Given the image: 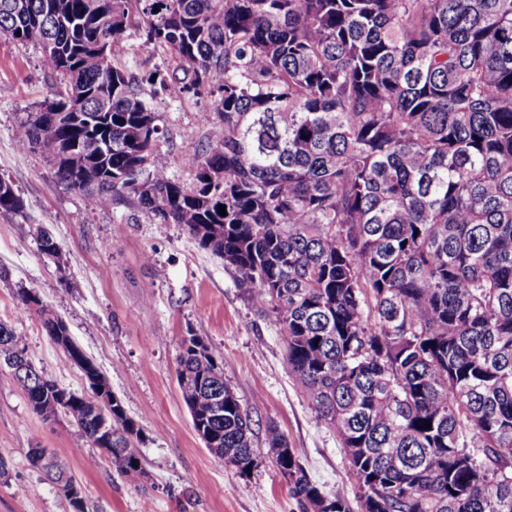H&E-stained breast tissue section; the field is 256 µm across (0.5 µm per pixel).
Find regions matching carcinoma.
I'll return each instance as SVG.
<instances>
[{"instance_id": "obj_1", "label": "carcinoma", "mask_w": 512, "mask_h": 512, "mask_svg": "<svg viewBox=\"0 0 512 512\" xmlns=\"http://www.w3.org/2000/svg\"><path fill=\"white\" fill-rule=\"evenodd\" d=\"M134 34L172 65L128 72ZM0 36L61 78L16 125L19 147L93 210L126 194L183 225L279 327L359 489L354 505L324 495L271 426L300 512H512V0H0ZM146 85L210 97L218 132L194 148L191 187L159 164ZM23 208L0 177V215ZM17 297L108 383L36 290ZM7 345L23 337L0 322ZM8 370L33 411L99 446V391L27 357ZM176 375L205 447L257 467L251 419L203 338ZM142 433L112 396L117 474L141 462ZM39 451L31 464L84 512L73 474Z\"/></svg>"}]
</instances>
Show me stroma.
Segmentation results:
<instances>
[{
	"instance_id": "obj_1",
	"label": "stroma",
	"mask_w": 512,
	"mask_h": 512,
	"mask_svg": "<svg viewBox=\"0 0 512 512\" xmlns=\"http://www.w3.org/2000/svg\"><path fill=\"white\" fill-rule=\"evenodd\" d=\"M41 52L0 37V176L24 202L0 216V321L25 339L26 355L63 387L80 391V371L64 359L36 314L22 311L17 292L36 289L68 326L72 340L99 366L127 415L142 428L145 475L118 476L65 416L45 420L7 371L0 369V512H72L28 452L50 449L83 489L85 512H300L266 443L268 427L286 437L310 477L329 496L355 501L356 481L335 430L320 422L288 370L271 316L260 311L238 275L201 248L179 224H161L124 197L112 208H88L62 188L38 152L20 149L14 129L39 109L58 77ZM148 103L165 135L159 147L180 183L195 181L193 148L208 133L206 96L178 88ZM46 228L59 247L44 255ZM220 356L224 381L251 420L258 465L242 475L204 447L181 398L176 367L188 335Z\"/></svg>"
}]
</instances>
